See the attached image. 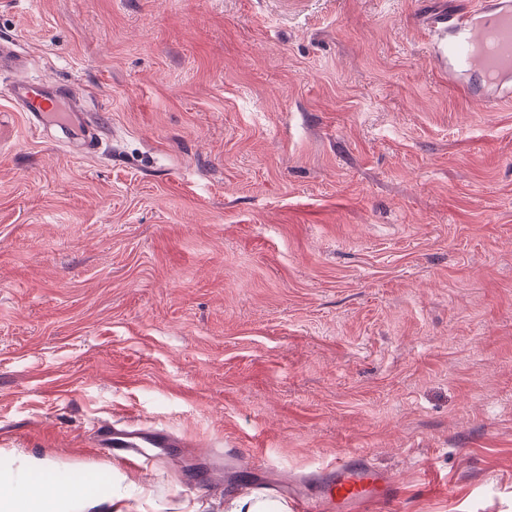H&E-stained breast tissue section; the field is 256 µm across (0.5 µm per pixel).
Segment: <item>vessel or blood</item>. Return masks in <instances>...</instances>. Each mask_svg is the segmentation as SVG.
I'll return each mask as SVG.
<instances>
[{
	"label": "vessel or blood",
	"instance_id": "vessel-or-blood-1",
	"mask_svg": "<svg viewBox=\"0 0 512 512\" xmlns=\"http://www.w3.org/2000/svg\"><path fill=\"white\" fill-rule=\"evenodd\" d=\"M423 23L433 33L434 58L448 74V85L464 97L480 100L487 112L498 111L512 99V0H448L424 13ZM10 98L31 125L64 113V127L91 139L96 124L90 113L71 106L69 90L26 77L16 79ZM173 436L145 431L129 433L116 423L99 424L95 445L104 457L141 464V449L173 446ZM333 480L325 498L308 505L307 512H402L403 488L387 479L350 450L330 464Z\"/></svg>",
	"mask_w": 512,
	"mask_h": 512
}]
</instances>
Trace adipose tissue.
<instances>
[{
  "mask_svg": "<svg viewBox=\"0 0 512 512\" xmlns=\"http://www.w3.org/2000/svg\"><path fill=\"white\" fill-rule=\"evenodd\" d=\"M92 504L88 486L81 483L31 480L21 489L13 481L0 480V512H72Z\"/></svg>",
  "mask_w": 512,
  "mask_h": 512,
  "instance_id": "obj_1",
  "label": "adipose tissue"
}]
</instances>
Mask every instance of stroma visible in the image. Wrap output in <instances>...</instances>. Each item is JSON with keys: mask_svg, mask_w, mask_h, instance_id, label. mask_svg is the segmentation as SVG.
Segmentation results:
<instances>
[{"mask_svg": "<svg viewBox=\"0 0 512 512\" xmlns=\"http://www.w3.org/2000/svg\"><path fill=\"white\" fill-rule=\"evenodd\" d=\"M434 2L0 0V88L104 118L0 96V476L224 512L357 449L404 512H512V103L449 89ZM106 418L179 445L102 460ZM69 90L65 86H48L40 80L27 77L16 79L10 87V99L25 112L32 126L49 120L57 112H65L64 128L78 131L84 140H90L96 124L89 112H82L71 106Z\"/></svg>", "mask_w": 512, "mask_h": 512, "instance_id": "35a3bbf8", "label": "stroma"}]
</instances>
